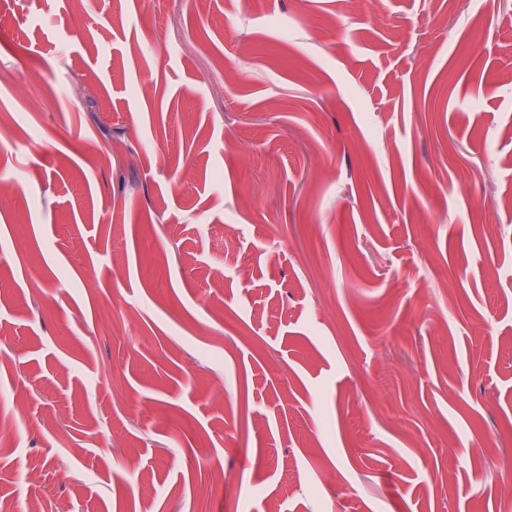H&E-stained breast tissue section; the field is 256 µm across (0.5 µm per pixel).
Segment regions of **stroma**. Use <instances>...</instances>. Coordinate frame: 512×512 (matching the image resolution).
I'll return each mask as SVG.
<instances>
[{
	"instance_id": "1",
	"label": "stroma",
	"mask_w": 512,
	"mask_h": 512,
	"mask_svg": "<svg viewBox=\"0 0 512 512\" xmlns=\"http://www.w3.org/2000/svg\"><path fill=\"white\" fill-rule=\"evenodd\" d=\"M497 6L0 0V512L512 507Z\"/></svg>"
}]
</instances>
